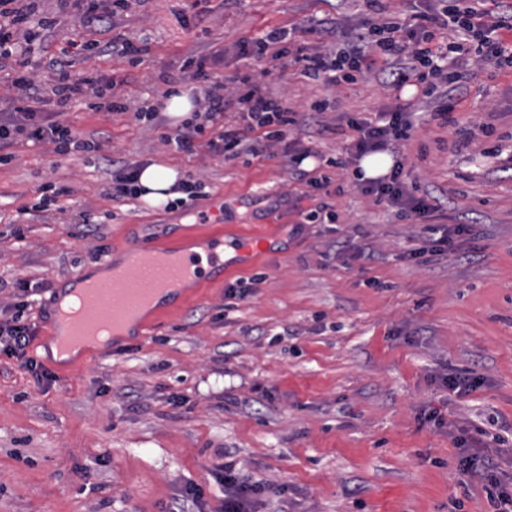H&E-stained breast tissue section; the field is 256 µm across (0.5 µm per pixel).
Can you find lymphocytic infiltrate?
<instances>
[{"mask_svg":"<svg viewBox=\"0 0 512 512\" xmlns=\"http://www.w3.org/2000/svg\"><path fill=\"white\" fill-rule=\"evenodd\" d=\"M483 2L420 0L412 13L399 18L385 16L381 0H367V12L351 28H344L342 19L327 16L309 27H277L241 37L232 51L266 58L280 70L291 69L328 86L352 84L382 68L393 90L413 86L424 96L435 97L432 118L448 126L454 124L453 114L461 102L449 94L437 95L436 80L454 69L458 55L493 64L499 73L512 70V42L501 36L502 30L512 31V0H500L496 14L483 9ZM58 3L63 8L75 4L78 17L87 25L114 24L131 6V0ZM57 23L54 15L41 10L40 0H0V72H7L13 92L10 108L0 112V150L26 140L47 144L60 156L99 155L103 140L77 135L66 119L67 110L84 104L94 112L131 111L140 121L157 117L152 108L132 110L115 79L75 71L69 56L49 55L41 36ZM342 30L347 33V49L333 56L323 52L322 43ZM191 78L203 88L193 107L206 121L186 120L164 134V141L176 151L192 155L204 147L228 160L244 155L257 158L286 142L289 128L297 123L295 112L250 76H243L231 95L203 70H196ZM50 101L56 103L57 112H42V104ZM342 120L351 131L344 165L351 168L357 191L397 217L421 224L433 219L437 210L433 197L407 184L401 158H394L389 172L377 178H365L361 168L366 156L393 151L397 142L411 138L415 124L410 103H393L371 117L348 113ZM19 290L24 301L15 304L11 321L0 323V352L20 359L36 335L25 311L27 297L37 294L38 288L23 284ZM452 441L463 474L480 481L491 512H512V490L499 477L512 440L479 426L474 436L456 435ZM260 489V483L248 481L237 471L234 461L225 462L224 512H253V497Z\"/></svg>","mask_w":512,"mask_h":512,"instance_id":"f902f5d3","label":"lymphocytic infiltrate"}]
</instances>
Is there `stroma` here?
<instances>
[{
	"mask_svg": "<svg viewBox=\"0 0 512 512\" xmlns=\"http://www.w3.org/2000/svg\"><path fill=\"white\" fill-rule=\"evenodd\" d=\"M365 10V0H134L118 23L148 38L141 63L74 56L75 70L121 81L136 107L195 89L189 57L228 91L251 74L297 112L288 139L313 144L325 164L303 167L329 182L300 181L279 150L249 161L175 151L160 140L176 128L164 112L145 124L72 110L76 132L104 140L100 159L26 141L11 148L0 165V277L43 284L27 354L49 375L0 354V512H224V474L210 463L226 452L264 484L256 512H449L455 499L462 512H487L452 434L490 420L512 430V73L460 57L454 126L412 100L416 127L396 146L411 180L436 197L438 223L478 231L428 262L413 252L433 226L397 219L336 164L350 135L339 113L390 103L383 75L329 87L227 52L267 28ZM320 98L331 109L311 112ZM152 161L192 175L204 196L167 209L112 197L115 163ZM47 182L67 193L42 209ZM198 210L224 220L197 223ZM83 211L95 224H80ZM312 211L336 221L308 223ZM219 235L250 241V260L227 261L138 334L86 347L59 374L42 339L73 273L135 247L176 252ZM256 274L254 296L229 304L226 287ZM456 370L480 375V387L450 396L442 379ZM434 410L442 423L428 421Z\"/></svg>",
	"mask_w": 512,
	"mask_h": 512,
	"instance_id": "1",
	"label": "stroma"
}]
</instances>
